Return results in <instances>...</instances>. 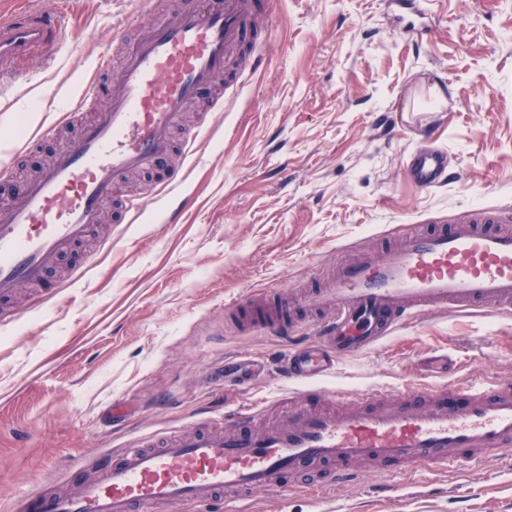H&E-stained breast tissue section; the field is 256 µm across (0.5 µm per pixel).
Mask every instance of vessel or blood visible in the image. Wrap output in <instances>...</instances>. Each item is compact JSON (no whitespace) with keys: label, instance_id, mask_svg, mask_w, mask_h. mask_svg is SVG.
I'll use <instances>...</instances> for the list:
<instances>
[{"label":"vessel or blood","instance_id":"vessel-or-blood-1","mask_svg":"<svg viewBox=\"0 0 512 512\" xmlns=\"http://www.w3.org/2000/svg\"><path fill=\"white\" fill-rule=\"evenodd\" d=\"M274 0H197L154 18L135 39L113 33L123 61L98 54L78 97L93 109L76 144L34 178L14 183L0 205V300L47 287L60 256L74 252L100 224L105 206L120 226L135 223L158 195L184 179L180 154L196 150L198 132L174 145L171 133L204 97L235 92L261 63L263 18ZM56 16L28 9L0 17V77L57 46ZM445 155L418 150L410 173L421 188L443 184ZM512 312V209L484 207L446 224L403 226L399 244L360 252L337 264L312 290L247 293L230 311L242 331L287 338L314 315L313 340L288 349L279 365L294 389L276 423L262 411L200 415L174 432L136 438L76 464L65 489L36 487L17 512H150L167 504L249 512L250 496L307 482L318 491L365 471L396 477L427 465L454 472L512 455V380L474 376L453 384L393 393L350 394L321 388L343 358L371 349L416 316L448 308Z\"/></svg>","mask_w":512,"mask_h":512}]
</instances>
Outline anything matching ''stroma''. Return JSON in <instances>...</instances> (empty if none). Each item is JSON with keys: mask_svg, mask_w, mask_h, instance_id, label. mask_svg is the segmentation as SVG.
<instances>
[{"mask_svg": "<svg viewBox=\"0 0 512 512\" xmlns=\"http://www.w3.org/2000/svg\"><path fill=\"white\" fill-rule=\"evenodd\" d=\"M182 0H0L60 14L53 54L0 81V146L76 104L75 81L111 49L128 18L148 25ZM275 0L271 40L224 114L222 130L186 161L183 185L152 204L115 249L104 215L82 278L50 300L22 297L27 316L0 322V512L31 489L61 487L72 460L139 435L188 425L204 409L274 399L287 381L255 377L258 356L285 343L238 331L230 303L267 288L317 285L349 247L392 246L403 224L473 207L512 206V0ZM428 28L425 37L413 29ZM76 126L41 139L17 174L71 148ZM444 149L447 184L427 191L408 154ZM187 199L179 223L167 221ZM445 353L447 382L512 379V315L426 313L345 359L327 388L407 390L434 384L421 360ZM125 414L112 415L113 404ZM253 512H512V462L456 474L369 473L314 498L299 488L256 493Z\"/></svg>", "mask_w": 512, "mask_h": 512, "instance_id": "obj_1", "label": "stroma"}]
</instances>
